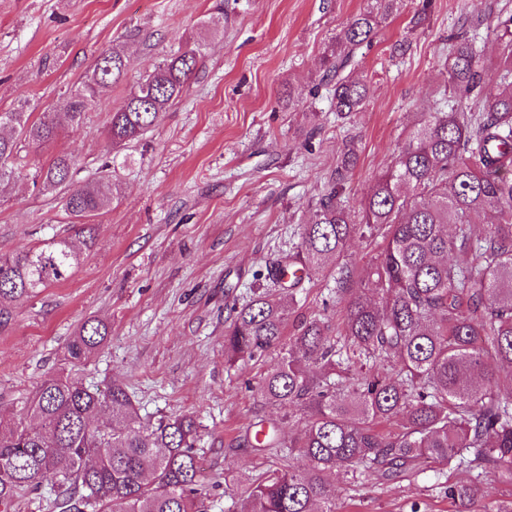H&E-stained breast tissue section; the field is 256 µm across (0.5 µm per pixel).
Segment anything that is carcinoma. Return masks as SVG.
<instances>
[{
  "label": "carcinoma",
  "instance_id": "obj_1",
  "mask_svg": "<svg viewBox=\"0 0 512 512\" xmlns=\"http://www.w3.org/2000/svg\"><path fill=\"white\" fill-rule=\"evenodd\" d=\"M400 0H371L324 56L321 82L332 85L334 112H358L368 85L353 76L356 51ZM496 82L481 112L461 102L485 83L488 60L475 37L455 42L448 75L459 99L438 93L435 112L418 124L375 178L361 210L342 200L354 160L345 149L328 189L310 208L299 244L268 262L267 284L230 308L224 358L230 365L280 349L262 376L264 404L300 411L304 425L283 438L282 425L258 416L247 446L288 449L309 461L297 470L262 473L246 491L244 512H335L332 472L357 479L413 480L422 463L468 480L445 481L457 512L484 498L485 474L512 484V16L497 20ZM200 50L169 53L133 85L113 111L105 134L112 149L139 142L180 98ZM128 62L111 48L90 66L62 105L38 117L21 98L0 112V192L19 174L22 149L53 140L80 124ZM76 157L60 154L34 168L44 193H63L84 250L95 246L92 217L112 203V176L72 188ZM381 239L363 287L345 258L356 237ZM336 258L341 326L296 314L297 295ZM81 251L66 238L0 253V304L27 300L69 278ZM109 335L101 320L85 321L67 346L72 368L85 365ZM368 374L350 377L354 365ZM395 421L399 431L381 426ZM191 414L144 423L126 387L86 385L76 373L44 381L18 414L0 421V506L55 477L58 512H202L207 495Z\"/></svg>",
  "mask_w": 512,
  "mask_h": 512
}]
</instances>
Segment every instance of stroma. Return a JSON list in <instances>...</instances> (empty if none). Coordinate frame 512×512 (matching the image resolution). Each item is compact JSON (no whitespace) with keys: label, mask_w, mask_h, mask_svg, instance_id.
I'll return each mask as SVG.
<instances>
[{"label":"stroma","mask_w":512,"mask_h":512,"mask_svg":"<svg viewBox=\"0 0 512 512\" xmlns=\"http://www.w3.org/2000/svg\"><path fill=\"white\" fill-rule=\"evenodd\" d=\"M370 0H0V111L26 96L35 113L79 85L104 50L130 67L83 123L66 127L24 163L77 156L73 185L112 165L117 193L93 217L97 245L71 277L0 310V418L65 369L81 324L110 326L85 366L86 382L125 384L143 421L194 414L208 512L227 490L244 491L270 461L244 443L257 415L304 424L264 405L259 382L278 352L228 366L224 327L255 272L299 242L301 226L342 156L356 143L343 195L359 210L376 175L449 85L443 63L468 27L495 54L488 27L512 0H401L397 15L358 52L356 76L371 84L366 106L337 119L321 63L336 35ZM198 44L201 59L182 97L138 143L111 154L105 129L134 82L166 52ZM60 199L17 179L0 199V251L74 236ZM438 467L411 484L346 482L331 475L336 512H453Z\"/></svg>","instance_id":"1"}]
</instances>
